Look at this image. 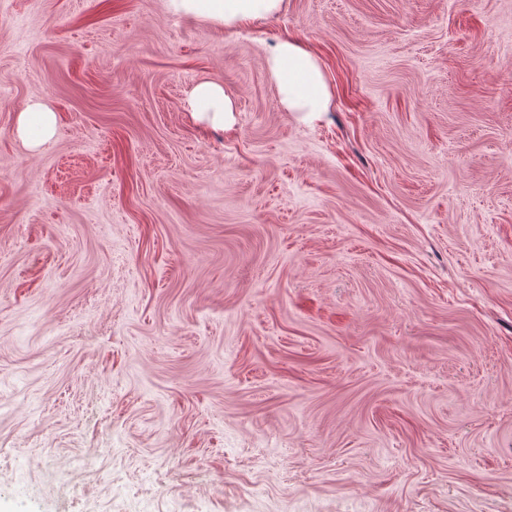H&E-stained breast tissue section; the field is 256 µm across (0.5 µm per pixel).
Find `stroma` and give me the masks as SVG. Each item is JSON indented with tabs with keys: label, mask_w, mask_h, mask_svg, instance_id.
Returning <instances> with one entry per match:
<instances>
[{
	"label": "stroma",
	"mask_w": 512,
	"mask_h": 512,
	"mask_svg": "<svg viewBox=\"0 0 512 512\" xmlns=\"http://www.w3.org/2000/svg\"><path fill=\"white\" fill-rule=\"evenodd\" d=\"M0 512H512V0H0ZM169 11L237 29L252 21L266 19L282 8V0H167ZM265 70L285 111L298 113L304 121L328 112L331 94L322 67L299 41L279 39L266 55ZM186 104L198 121L212 127L224 129L235 122L236 102L219 83L209 80L195 83L186 93ZM18 129L27 138L31 148H37L50 140L56 133V113L46 104L31 101L19 112Z\"/></svg>",
	"instance_id": "1"
}]
</instances>
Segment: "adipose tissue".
<instances>
[{"instance_id": "ef3b65f1", "label": "adipose tissue", "mask_w": 512, "mask_h": 512, "mask_svg": "<svg viewBox=\"0 0 512 512\" xmlns=\"http://www.w3.org/2000/svg\"><path fill=\"white\" fill-rule=\"evenodd\" d=\"M169 11L237 29L247 23L268 18L282 8V0H167ZM265 70L275 85L279 103L309 121L328 112L331 94L322 67L310 51L293 38H282L267 53ZM186 104L200 122L215 128L235 122V100L219 83L202 80L186 93ZM18 129L36 148L56 133L57 117L46 104L32 101L19 112Z\"/></svg>"}]
</instances>
